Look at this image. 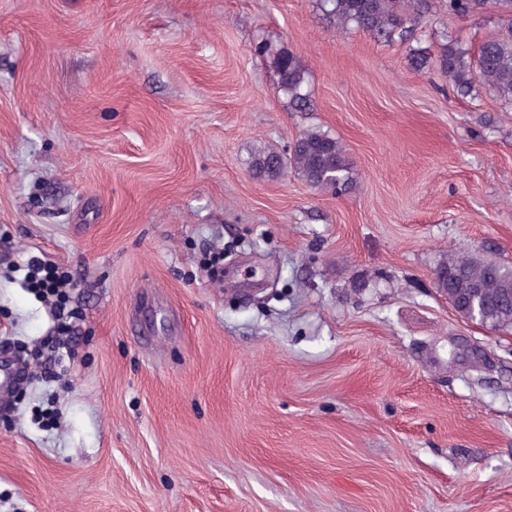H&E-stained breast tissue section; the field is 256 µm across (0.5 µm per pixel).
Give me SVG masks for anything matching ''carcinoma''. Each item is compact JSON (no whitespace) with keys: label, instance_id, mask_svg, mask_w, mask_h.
I'll return each mask as SVG.
<instances>
[{"label":"carcinoma","instance_id":"carcinoma-1","mask_svg":"<svg viewBox=\"0 0 512 512\" xmlns=\"http://www.w3.org/2000/svg\"><path fill=\"white\" fill-rule=\"evenodd\" d=\"M501 14L497 30L483 41L476 54L465 48L455 36L441 32L435 53L415 51L410 65L418 70L437 69L448 79V87L461 96L469 95L475 85L491 89L512 108V0H499ZM485 0H319L318 7L338 30L356 29L387 43L418 40L424 17L439 12L448 17L479 13ZM268 56L280 75V87L292 112H310L314 108L306 72L289 52L270 44L257 47ZM255 172L276 179L295 171L313 189L342 195L354 183L352 162L341 143L320 130H307L284 152L260 148L252 159ZM438 269L447 276L437 288L453 303L463 294H474L489 307L480 323L498 330L512 329V266L485 259L476 253L450 254Z\"/></svg>","mask_w":512,"mask_h":512}]
</instances>
